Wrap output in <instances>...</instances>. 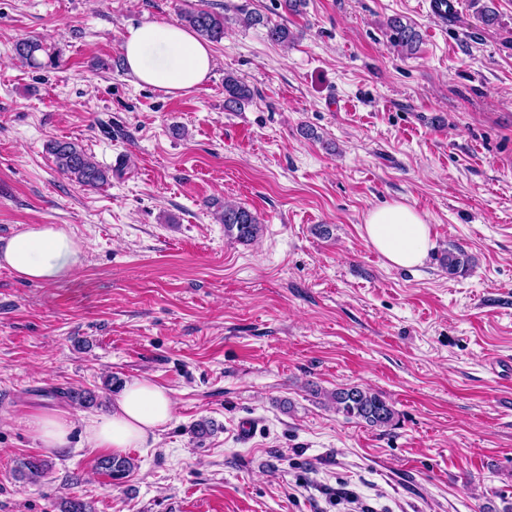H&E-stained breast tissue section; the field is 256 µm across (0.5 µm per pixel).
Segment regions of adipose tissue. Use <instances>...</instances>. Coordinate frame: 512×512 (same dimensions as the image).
Returning a JSON list of instances; mask_svg holds the SVG:
<instances>
[{"label":"adipose tissue","mask_w":512,"mask_h":512,"mask_svg":"<svg viewBox=\"0 0 512 512\" xmlns=\"http://www.w3.org/2000/svg\"><path fill=\"white\" fill-rule=\"evenodd\" d=\"M122 52L128 73L138 83L172 95L201 88L214 67L209 45L170 22L129 29ZM363 229L368 243L393 267L422 264L430 248L428 224L400 202L370 211ZM83 253V246L66 229L35 224L0 244V266L24 280L50 283L74 272ZM174 413L165 388L133 378L124 383L108 414L86 420L85 433L94 449L120 456L156 438ZM23 423L47 453L60 452L71 443L74 419L68 411L36 408Z\"/></svg>","instance_id":"1"}]
</instances>
